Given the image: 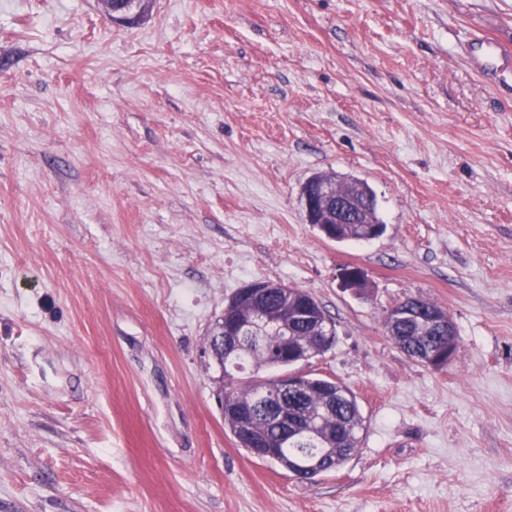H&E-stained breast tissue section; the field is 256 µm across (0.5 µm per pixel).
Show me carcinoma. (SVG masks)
Listing matches in <instances>:
<instances>
[{
    "label": "carcinoma",
    "instance_id": "cac0c4a2",
    "mask_svg": "<svg viewBox=\"0 0 512 512\" xmlns=\"http://www.w3.org/2000/svg\"><path fill=\"white\" fill-rule=\"evenodd\" d=\"M336 195L340 198L352 196L363 207V216L370 224H379L376 196L367 182L356 177H343L336 181ZM369 224H338L336 236L341 240L360 241L368 231ZM307 295L304 290L281 285L270 304L282 309H290L304 304ZM386 332L394 344L416 361L433 358L435 369L448 366V346H458L457 337L448 334L431 333L418 335L419 326L410 320L396 323L384 322ZM325 337L301 324L295 326L288 346H280L278 331L271 328L263 336L262 348L244 352L236 361H224L220 350L214 351V361L222 370L224 391L239 392V378L236 374L244 370V363L254 365L252 382L246 391L256 392L268 377H259L262 369L281 370L288 367V360L305 355L313 359L327 351L323 342ZM302 383L305 389L297 392L288 402V410L295 416L308 421L315 428L316 437L280 440L276 427L263 414L255 415V429L275 447L271 460L288 469L293 460L308 456H324L328 466L336 470L347 463L360 449L365 430L356 396L342 383L320 376L316 373L304 375Z\"/></svg>",
    "mask_w": 512,
    "mask_h": 512
}]
</instances>
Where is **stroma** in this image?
Segmentation results:
<instances>
[{
    "instance_id": "obj_1",
    "label": "stroma",
    "mask_w": 512,
    "mask_h": 512,
    "mask_svg": "<svg viewBox=\"0 0 512 512\" xmlns=\"http://www.w3.org/2000/svg\"><path fill=\"white\" fill-rule=\"evenodd\" d=\"M474 33L512 43V0H0V512H512V75ZM317 172L383 233L307 224ZM255 280L335 323L307 369L365 418L338 470L224 425L206 336ZM411 296L447 368L387 336ZM512 68V53L496 38L485 37L474 47L470 64L480 74L497 73ZM336 195L339 198L353 196L363 207L364 218L371 224L358 223L356 203L353 200L338 199ZM300 198L306 223L315 224L330 240L361 241L369 227L373 224H382L373 190L367 182L356 177H338L336 186L335 179L305 182L301 188ZM318 201L321 203L322 211L319 210ZM423 319L431 327L448 331L445 334L426 333L429 336H417L419 326L410 320H401L392 324L391 320L384 321L386 332L394 344L416 361L427 365L421 361L422 358L429 359L433 357L436 366L434 369L440 370L448 366V361L453 358L457 349V337L451 336V329L454 328L448 313L440 308H429L422 310ZM455 329V328H454ZM449 336V339H448ZM448 342L452 344L448 345ZM448 353H450L448 357ZM448 358V359H447ZM428 366V365H427Z\"/></svg>"
}]
</instances>
